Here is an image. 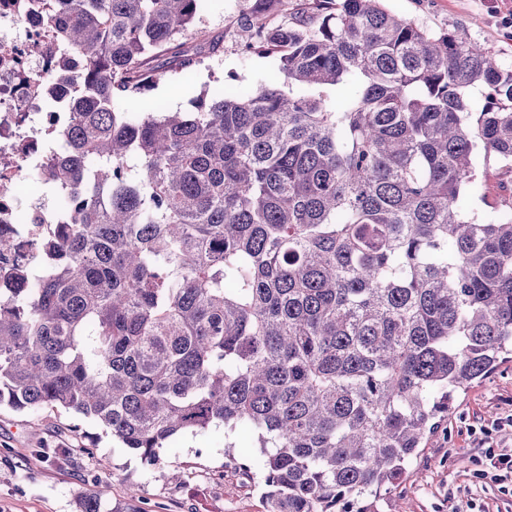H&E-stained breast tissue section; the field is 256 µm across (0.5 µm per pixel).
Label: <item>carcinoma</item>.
Returning <instances> with one entry per match:
<instances>
[{
    "label": "carcinoma",
    "instance_id": "obj_1",
    "mask_svg": "<svg viewBox=\"0 0 512 512\" xmlns=\"http://www.w3.org/2000/svg\"><path fill=\"white\" fill-rule=\"evenodd\" d=\"M273 2L248 51L283 83L119 112L214 51L187 45L202 0H35L66 48L43 175L69 220L43 266L0 271V403L91 420L152 467L222 425L255 436L260 461L229 457L260 466L269 512H375L454 394L512 358V219L464 203L480 165L512 164V68L382 0L270 28Z\"/></svg>",
    "mask_w": 512,
    "mask_h": 512
}]
</instances>
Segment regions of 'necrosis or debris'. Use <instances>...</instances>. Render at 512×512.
Here are the masks:
<instances>
[{
	"label": "necrosis or debris",
	"mask_w": 512,
	"mask_h": 512,
	"mask_svg": "<svg viewBox=\"0 0 512 512\" xmlns=\"http://www.w3.org/2000/svg\"><path fill=\"white\" fill-rule=\"evenodd\" d=\"M59 43L52 27L32 15L28 0H0V267L16 259L35 264L40 240L66 221V210L47 205L44 194L21 202L20 174L39 168L50 149L48 129L65 130L48 81Z\"/></svg>",
	"instance_id": "necrosis-or-debris-1"
}]
</instances>
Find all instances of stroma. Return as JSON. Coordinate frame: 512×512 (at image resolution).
<instances>
[{"label": "stroma", "mask_w": 512, "mask_h": 512, "mask_svg": "<svg viewBox=\"0 0 512 512\" xmlns=\"http://www.w3.org/2000/svg\"><path fill=\"white\" fill-rule=\"evenodd\" d=\"M256 0H204L197 40L217 41L219 53L197 59L189 85L169 82L122 99L127 112H188L199 92L246 93L276 78L277 64L242 50V25ZM388 10L433 29L457 27L512 67V0H385ZM470 209L484 220L512 209V168H481ZM512 414V361L458 392L447 417L428 436L407 474L379 512H512V497L476 478L483 433L512 447L497 421ZM155 468L93 422L61 409L21 412L0 405V512H78L81 497L109 487L114 512H267L262 478L225 470L224 430L180 434L162 449Z\"/></svg>", "instance_id": "1"}]
</instances>
